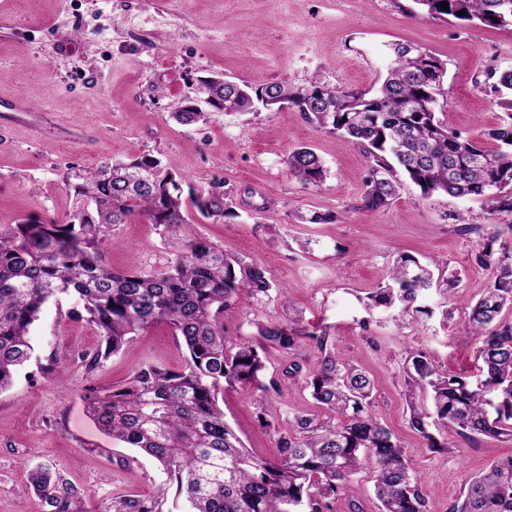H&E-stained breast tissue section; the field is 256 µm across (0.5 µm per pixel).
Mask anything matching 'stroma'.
<instances>
[{"instance_id":"1","label":"stroma","mask_w":512,"mask_h":512,"mask_svg":"<svg viewBox=\"0 0 512 512\" xmlns=\"http://www.w3.org/2000/svg\"><path fill=\"white\" fill-rule=\"evenodd\" d=\"M396 44L421 47L447 68L442 110L450 128L477 135L502 110L496 73L512 69V26L432 17L414 0H0V225L33 215L64 219L72 201L63 180L72 167L142 154L158 157L183 187L223 182L236 218L193 216L195 233L246 262L264 266L270 296L224 313L229 336L252 341L261 325L286 323L289 308L308 330H326V350L305 345L303 375L283 374L289 357L265 351L267 393L228 388L226 422L253 454L278 455L277 430L300 411L315 412L304 374L331 352L375 381L373 411L397 435L422 482L428 512H448L469 480L512 455V440L438 431L430 451L408 424L407 350L425 352L441 371L476 375V339L463 301L479 298L490 272L472 262L479 238L457 232L452 213L467 211L486 235L512 243V214L489 216L477 199L423 197L402 181L391 206L359 210L368 161L347 138L289 108L209 111L206 123L169 118L198 98L199 81L220 74L239 83H325L370 90L382 80ZM312 147L327 169L303 185L289 152ZM320 214L324 223H311ZM107 263L161 273L173 246L140 217L112 228ZM407 252L438 259L458 278L454 297L431 295L432 317L394 309L369 312L368 296L393 260ZM78 301L50 304L32 331L35 348L13 385L0 392V512H40L23 490L28 472L46 464L78 487L88 512L117 494H153L167 479L152 457L114 444L90 416L88 385L116 387L148 362L181 368L187 351L170 327L142 331L86 375L82 352L93 326L68 316ZM270 427H262L258 413Z\"/></svg>"}]
</instances>
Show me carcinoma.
<instances>
[{"instance_id": "1", "label": "carcinoma", "mask_w": 512, "mask_h": 512, "mask_svg": "<svg viewBox=\"0 0 512 512\" xmlns=\"http://www.w3.org/2000/svg\"><path fill=\"white\" fill-rule=\"evenodd\" d=\"M448 9L438 7L441 2ZM432 17L478 21L487 27L512 25V0H414ZM465 10L460 15L458 11ZM445 64L418 46L395 44L386 77L371 90H343L325 84L292 87L286 82L238 83L214 76L203 81L204 102L225 113L287 105L322 127L341 132L370 162L360 209L388 208L397 196L396 170L425 197L446 194L479 199L491 215L512 213V70L497 77L505 117L477 136L448 128L438 115L444 96ZM188 102L170 119L183 125L205 120ZM305 185L326 177L321 158L309 147L285 160ZM65 185L73 206L62 220L29 218L0 226V391L9 388L30 360L31 330L50 302L75 296L80 307L68 317L91 324L97 346L81 355L87 374L122 350L134 336L163 322L180 337L188 359L180 370L157 363L137 369L123 386L90 385L83 398L90 415L122 448H136L164 468L176 496L192 512H332L340 493L350 512H364L351 478L370 468L381 512H426L420 478L405 459L397 437L371 410L374 383L369 374L333 353L307 378L316 404L336 422L296 413L278 430L279 457L267 461L240 442L219 405L224 388L265 393L262 353L268 345L293 352L304 339L325 350L328 336L307 332L299 321L259 327L260 340L240 343L224 330V311L246 299L270 295L272 282L257 263L190 231L188 211L215 220L237 217L217 184L199 192L183 188L151 155L75 169ZM135 216L165 230H183L179 246L161 274L136 266L112 269L105 252L112 225ZM472 254L491 272L480 298L466 305L478 346L477 378L447 374L421 352L405 359L409 426L427 447H442L430 429L453 424L469 435L512 439V246L493 250L497 235ZM388 282L370 298V309L398 304L428 316L417 304L435 289L448 295L455 281L434 279L433 271L410 255L390 268ZM25 492L42 512H86L81 493L59 473L36 467ZM161 487L153 497L122 495L100 512H161ZM449 512H512V456L494 462L472 479Z\"/></svg>"}]
</instances>
